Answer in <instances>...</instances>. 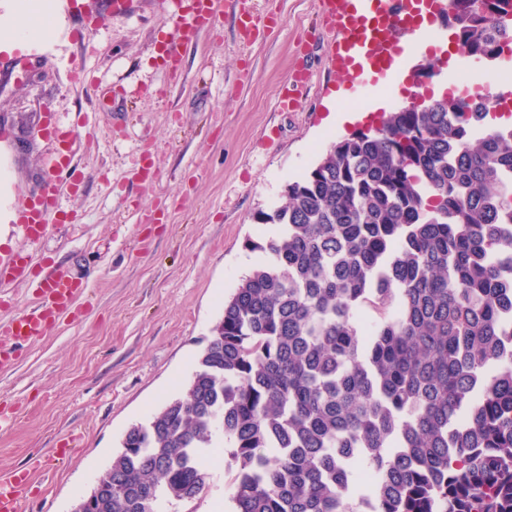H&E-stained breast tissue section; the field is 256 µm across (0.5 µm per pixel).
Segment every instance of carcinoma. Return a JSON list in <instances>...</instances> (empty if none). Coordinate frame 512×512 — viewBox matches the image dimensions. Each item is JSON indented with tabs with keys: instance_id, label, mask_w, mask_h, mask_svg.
Masks as SVG:
<instances>
[{
	"instance_id": "cac0c4a2",
	"label": "carcinoma",
	"mask_w": 512,
	"mask_h": 512,
	"mask_svg": "<svg viewBox=\"0 0 512 512\" xmlns=\"http://www.w3.org/2000/svg\"><path fill=\"white\" fill-rule=\"evenodd\" d=\"M512 57V0H450ZM412 103L332 143L265 224L184 393L128 427L95 512H512V127ZM215 454H206L202 458L204 460V468L213 475V486L211 490L202 496L196 504V512H232L233 502L232 487L230 477L225 471L223 463H217Z\"/></svg>"
}]
</instances>
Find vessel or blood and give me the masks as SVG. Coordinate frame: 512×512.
<instances>
[{"label":"vessel or blood","mask_w":512,"mask_h":512,"mask_svg":"<svg viewBox=\"0 0 512 512\" xmlns=\"http://www.w3.org/2000/svg\"><path fill=\"white\" fill-rule=\"evenodd\" d=\"M190 9L181 10L173 30L162 33L155 46L157 65L174 67L179 60L184 37L212 27L223 8L233 0H191ZM329 28L340 35L338 48L344 63L355 73V95H362L374 83L376 74L390 69L396 56L405 52L404 39L415 34L423 23L433 22L426 0H320ZM56 184L45 185L29 205L19 208L15 225L28 238L39 235L46 227L47 216L55 204ZM31 276L29 260L22 256H0V286L23 283ZM83 287L82 281L65 267L45 271L37 288V306L0 329V370L15 362L16 346L45 336L56 320L69 311ZM30 493L28 472L0 480V512H22Z\"/></svg>","instance_id":"obj_1"}]
</instances>
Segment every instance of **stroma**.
I'll list each match as a JSON object with an SVG mask.
<instances>
[{
  "label": "stroma",
  "instance_id": "obj_1",
  "mask_svg": "<svg viewBox=\"0 0 512 512\" xmlns=\"http://www.w3.org/2000/svg\"><path fill=\"white\" fill-rule=\"evenodd\" d=\"M57 4L51 41L0 50V255L28 257L37 274L69 267L86 285L72 314L0 374V412L14 420L0 431V479L44 462L23 512H69L127 428L182 394L225 299L261 258L272 227L258 215L281 206L286 184L332 141L382 118L370 94L350 96L319 0H237L215 27L186 36L172 68L153 56L177 0H134L126 13L108 0L80 14ZM240 11L276 23L243 45ZM453 37L438 18L425 55L436 78L400 59L392 108L452 72L512 84V58L464 70ZM300 73L305 96L282 108ZM66 135L83 184L61 190L45 232L28 239L7 216L52 179ZM148 161L151 184L138 178ZM204 464L213 486L197 512H233L224 464L211 454Z\"/></svg>",
  "mask_w": 512,
  "mask_h": 512
}]
</instances>
